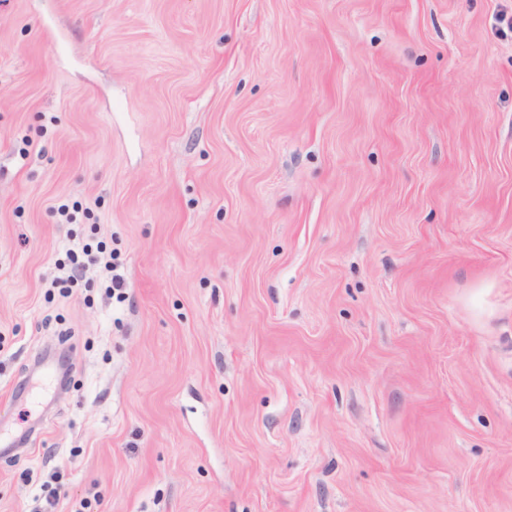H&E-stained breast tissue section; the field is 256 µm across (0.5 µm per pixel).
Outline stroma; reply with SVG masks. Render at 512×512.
Here are the masks:
<instances>
[{
    "label": "stroma",
    "mask_w": 512,
    "mask_h": 512,
    "mask_svg": "<svg viewBox=\"0 0 512 512\" xmlns=\"http://www.w3.org/2000/svg\"><path fill=\"white\" fill-rule=\"evenodd\" d=\"M57 471L512 512V0H0V512Z\"/></svg>",
    "instance_id": "stroma-1"
}]
</instances>
